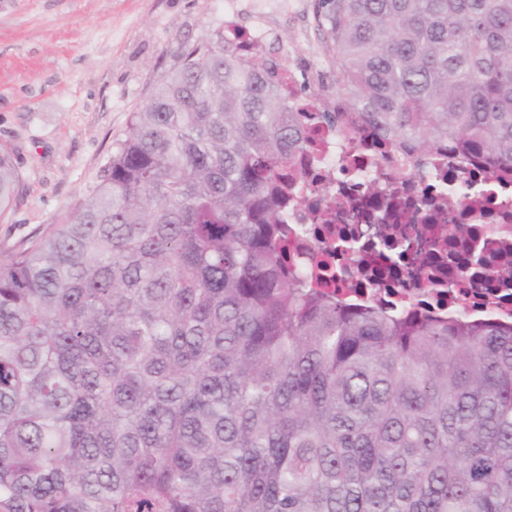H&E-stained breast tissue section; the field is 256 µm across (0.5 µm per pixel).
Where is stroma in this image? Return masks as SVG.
<instances>
[{"instance_id":"stroma-1","label":"stroma","mask_w":512,"mask_h":512,"mask_svg":"<svg viewBox=\"0 0 512 512\" xmlns=\"http://www.w3.org/2000/svg\"><path fill=\"white\" fill-rule=\"evenodd\" d=\"M318 3L238 0L237 17L270 29L272 55L315 94L336 79ZM223 20L220 0H0V147L23 185L0 218V259L95 182L181 47Z\"/></svg>"}]
</instances>
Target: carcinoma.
Wrapping results in <instances>:
<instances>
[{
	"label": "carcinoma",
	"mask_w": 512,
	"mask_h": 512,
	"mask_svg": "<svg viewBox=\"0 0 512 512\" xmlns=\"http://www.w3.org/2000/svg\"><path fill=\"white\" fill-rule=\"evenodd\" d=\"M326 99L512 167V0H320ZM284 65L217 28L0 262V512H512V323L288 271ZM21 183L0 149V217Z\"/></svg>",
	"instance_id": "obj_1"
}]
</instances>
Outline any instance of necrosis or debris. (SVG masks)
<instances>
[{
  "mask_svg": "<svg viewBox=\"0 0 512 512\" xmlns=\"http://www.w3.org/2000/svg\"><path fill=\"white\" fill-rule=\"evenodd\" d=\"M288 91L308 135L288 198L296 268L322 252L333 291L351 304L511 322L512 278L500 269L512 264V174L445 144L406 155L364 123L323 122V102L296 73ZM394 207L415 221L388 232ZM456 224L469 225V236L454 235Z\"/></svg>",
  "mask_w": 512,
  "mask_h": 512,
  "instance_id": "obj_1",
  "label": "necrosis or debris"
}]
</instances>
